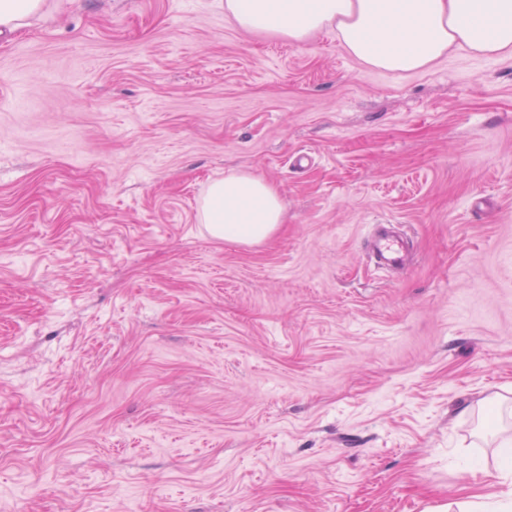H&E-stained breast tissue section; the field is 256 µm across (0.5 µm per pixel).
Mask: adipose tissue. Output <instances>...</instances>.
Here are the masks:
<instances>
[{
    "label": "adipose tissue",
    "instance_id": "ef3b65f1",
    "mask_svg": "<svg viewBox=\"0 0 512 512\" xmlns=\"http://www.w3.org/2000/svg\"><path fill=\"white\" fill-rule=\"evenodd\" d=\"M224 13L294 44L334 30L357 60L387 72L426 69L453 48L512 56V0H224ZM198 215L212 237L239 244L265 242L287 221L278 187L250 171L213 181Z\"/></svg>",
    "mask_w": 512,
    "mask_h": 512
}]
</instances>
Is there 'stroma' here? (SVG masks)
<instances>
[{"instance_id": "obj_1", "label": "stroma", "mask_w": 512, "mask_h": 512, "mask_svg": "<svg viewBox=\"0 0 512 512\" xmlns=\"http://www.w3.org/2000/svg\"><path fill=\"white\" fill-rule=\"evenodd\" d=\"M241 169L259 245L198 220ZM509 394L512 57L379 71L224 0L0 36V512H426ZM198 215L212 237L239 244L269 240L288 219L278 187L250 171L213 181ZM379 231L375 233L371 249L377 263L388 269H403L407 257L402 244L390 235L385 227L380 226Z\"/></svg>"}]
</instances>
